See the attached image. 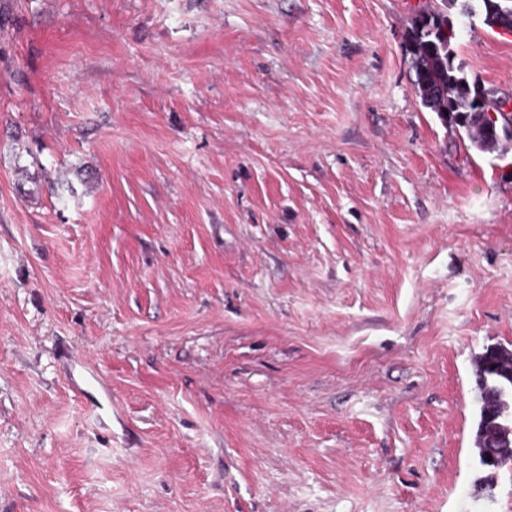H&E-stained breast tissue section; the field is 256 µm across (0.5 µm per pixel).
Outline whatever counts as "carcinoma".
<instances>
[{"mask_svg": "<svg viewBox=\"0 0 512 512\" xmlns=\"http://www.w3.org/2000/svg\"><path fill=\"white\" fill-rule=\"evenodd\" d=\"M484 23L511 33L512 0H491ZM456 38L453 22L438 8L426 7L412 18L406 35L412 85L422 105L464 133L472 148L504 159L512 151V112L498 110L503 97L495 89L468 79L457 60ZM474 368L479 389L475 435L479 463L499 468L512 460V415L507 420L501 415L512 392V350L488 348L476 358ZM489 456L495 464L487 463Z\"/></svg>", "mask_w": 512, "mask_h": 512, "instance_id": "obj_1", "label": "carcinoma"}]
</instances>
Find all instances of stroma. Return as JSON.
<instances>
[{
	"mask_svg": "<svg viewBox=\"0 0 512 512\" xmlns=\"http://www.w3.org/2000/svg\"><path fill=\"white\" fill-rule=\"evenodd\" d=\"M426 3L0 0V512H512V180L414 92ZM495 365L494 369L491 366ZM476 383L479 389V413L475 435L479 463L488 469L512 460V413L508 397L512 396V350L491 347L478 356L474 362ZM507 390V394H503ZM506 404L510 414L507 425L503 416ZM490 456L497 463L491 465Z\"/></svg>",
	"mask_w": 512,
	"mask_h": 512,
	"instance_id": "35a3bbf8",
	"label": "stroma"
}]
</instances>
